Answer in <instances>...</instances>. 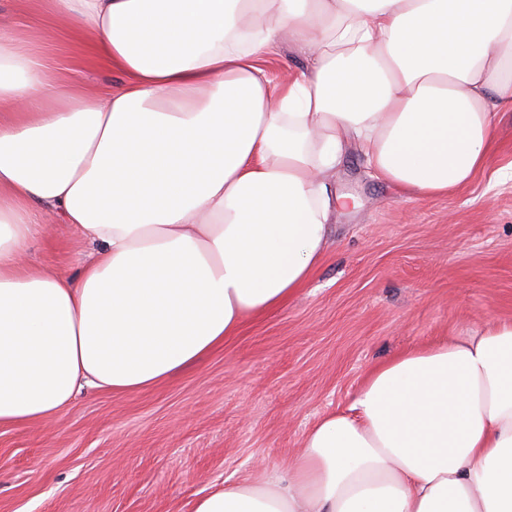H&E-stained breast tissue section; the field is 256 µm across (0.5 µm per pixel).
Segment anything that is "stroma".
<instances>
[{"label":"stroma","mask_w":512,"mask_h":512,"mask_svg":"<svg viewBox=\"0 0 512 512\" xmlns=\"http://www.w3.org/2000/svg\"><path fill=\"white\" fill-rule=\"evenodd\" d=\"M44 0H0V27L39 50L62 90L121 76L85 59L73 27L49 41ZM330 244L288 303L163 384L87 391L36 426H0V512H194L223 483L287 466L306 430L346 409L368 372L398 354L512 319V112L467 185L432 199L376 178L348 150ZM87 244L55 225L32 262L77 276Z\"/></svg>","instance_id":"35a3bbf8"}]
</instances>
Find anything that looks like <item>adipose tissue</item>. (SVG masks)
I'll return each mask as SVG.
<instances>
[{
  "label": "adipose tissue",
  "instance_id": "1",
  "mask_svg": "<svg viewBox=\"0 0 512 512\" xmlns=\"http://www.w3.org/2000/svg\"><path fill=\"white\" fill-rule=\"evenodd\" d=\"M123 82L61 93L0 30V425L161 384L281 307L329 244L350 144L434 198L512 107V0H48ZM306 67L273 80L282 44ZM92 245L30 262L48 216ZM194 512H512V320L375 367L283 472Z\"/></svg>",
  "mask_w": 512,
  "mask_h": 512
}]
</instances>
